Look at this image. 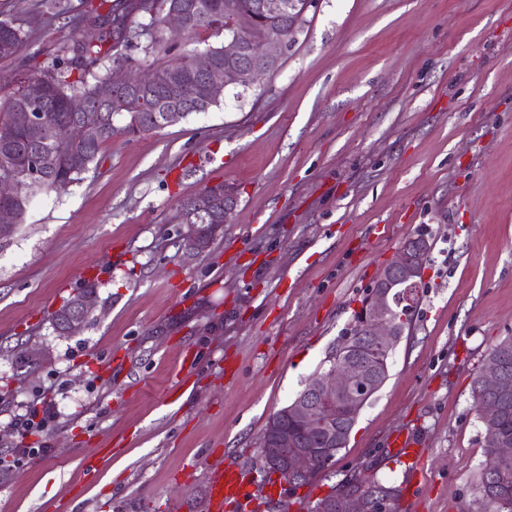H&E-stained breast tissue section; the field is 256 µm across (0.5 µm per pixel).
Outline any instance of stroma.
<instances>
[{
  "instance_id": "35a3bbf8",
  "label": "stroma",
  "mask_w": 512,
  "mask_h": 512,
  "mask_svg": "<svg viewBox=\"0 0 512 512\" xmlns=\"http://www.w3.org/2000/svg\"><path fill=\"white\" fill-rule=\"evenodd\" d=\"M43 9L0 0L29 33L0 88L65 44L69 15ZM218 181L238 192L234 218L190 251L179 202ZM419 233L432 249L412 327L314 495L368 466L401 486L396 512H478L471 383L512 336V0H318L260 86L114 135L65 192L38 196L0 240V457L15 416L48 403L56 417L0 470V512H207L218 462L260 491L269 417ZM89 281L85 326L59 334L54 311ZM401 430L417 464L389 446Z\"/></svg>"
}]
</instances>
